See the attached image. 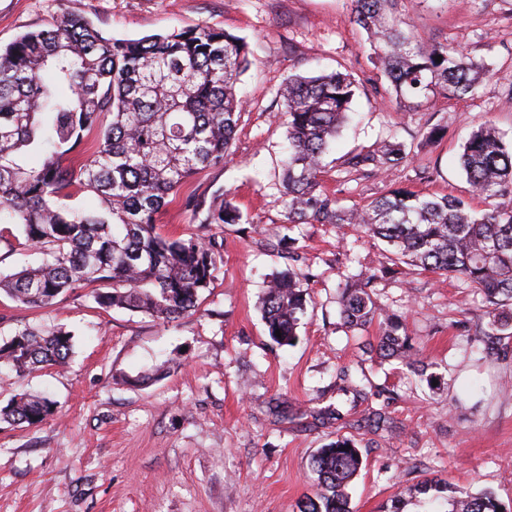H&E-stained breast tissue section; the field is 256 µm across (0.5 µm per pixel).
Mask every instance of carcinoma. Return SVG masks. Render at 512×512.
Wrapping results in <instances>:
<instances>
[{
	"label": "carcinoma",
	"mask_w": 512,
	"mask_h": 512,
	"mask_svg": "<svg viewBox=\"0 0 512 512\" xmlns=\"http://www.w3.org/2000/svg\"><path fill=\"white\" fill-rule=\"evenodd\" d=\"M393 0H350L353 21L370 37L373 54L398 103L422 107L427 90L474 95L489 71L483 57L424 42L402 29ZM442 61H436V57ZM249 66L247 46L207 26L140 39H116L83 18L63 17L0 49V241L19 227L36 266L0 275V290L14 302L49 310L74 290L99 308L124 309L163 323L195 312L222 263L214 245L198 236L165 235L156 217L192 174L224 164L241 101L237 82ZM349 69L288 77L279 89L288 128L283 161L287 224H357L391 249L396 260L423 271L463 279L481 295L489 334L512 335V143L491 123L474 131L460 167L485 208L447 196L395 189L359 207L344 208L320 190L322 159L349 121L355 96ZM111 116L104 123V116ZM93 150L77 169L64 164L81 154L88 134ZM35 154L41 164L29 168ZM406 157L384 141L352 156L354 167L380 169ZM81 193L96 204H72ZM201 224H247L229 198L186 199ZM374 273L348 275L339 285L340 319L349 329L372 321ZM307 273L290 268L268 287L262 313L268 336L289 345L306 308ZM402 323L392 314L369 351L382 360L419 363ZM281 336H276L275 331ZM73 350L68 331L46 326L17 329L0 344V363L18 374L65 366ZM336 394L351 407L372 392L342 369ZM57 412L47 394H20L0 408V421L38 426ZM322 421L357 428L331 405L314 411ZM362 458L342 437L311 459L316 475L299 512H350L346 488ZM445 512H504L492 490L445 497Z\"/></svg>",
	"instance_id": "carcinoma-1"
}]
</instances>
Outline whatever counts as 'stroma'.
<instances>
[{"label":"stroma","mask_w":512,"mask_h":512,"mask_svg":"<svg viewBox=\"0 0 512 512\" xmlns=\"http://www.w3.org/2000/svg\"><path fill=\"white\" fill-rule=\"evenodd\" d=\"M394 13L426 42L486 57L477 93L436 89L411 110L386 101L390 84L347 0H0V48L69 14L118 39L208 26L250 51L229 157L193 175L157 216L162 232L214 240L223 255L199 312L164 324L96 308L80 289L48 311L0 293V341L25 325L75 341L65 368H0V407L24 391L59 405L36 427L0 422V512H298L312 455L340 432L308 412L335 403L344 367L373 392L356 418L390 419L385 431H342L364 460L347 488L352 512H391L396 496L431 478L459 495L492 489L512 508V336L486 335L469 284L393 264L356 225L299 224L290 235L311 278L294 344L273 343L262 318L266 282L289 264L273 248L284 221L277 92L288 76L344 65L357 81L352 120L321 177L345 207L397 188L468 195L458 157L469 135L488 121L512 142V0H395ZM436 126L442 135L428 138ZM383 139L403 143L406 160L374 172L348 165ZM224 192L249 225L206 227L182 203ZM365 267L381 272L373 297L402 315L424 372L365 353L378 323L341 328L338 284Z\"/></svg>","instance_id":"1"}]
</instances>
